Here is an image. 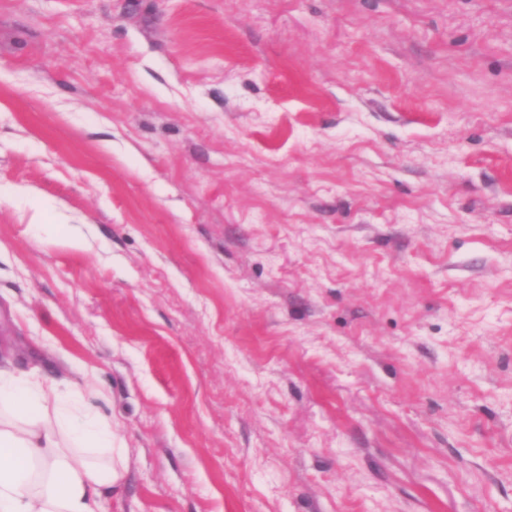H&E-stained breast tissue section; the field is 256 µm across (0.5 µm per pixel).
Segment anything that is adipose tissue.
<instances>
[{"instance_id":"1","label":"adipose tissue","mask_w":512,"mask_h":512,"mask_svg":"<svg viewBox=\"0 0 512 512\" xmlns=\"http://www.w3.org/2000/svg\"><path fill=\"white\" fill-rule=\"evenodd\" d=\"M114 437L84 390L0 367V512H105L126 474Z\"/></svg>"}]
</instances>
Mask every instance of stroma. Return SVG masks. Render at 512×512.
Returning <instances> with one entry per match:
<instances>
[{
	"mask_svg": "<svg viewBox=\"0 0 512 512\" xmlns=\"http://www.w3.org/2000/svg\"><path fill=\"white\" fill-rule=\"evenodd\" d=\"M6 363L105 512H512V0H0Z\"/></svg>",
	"mask_w": 512,
	"mask_h": 512,
	"instance_id": "stroma-1",
	"label": "stroma"
}]
</instances>
